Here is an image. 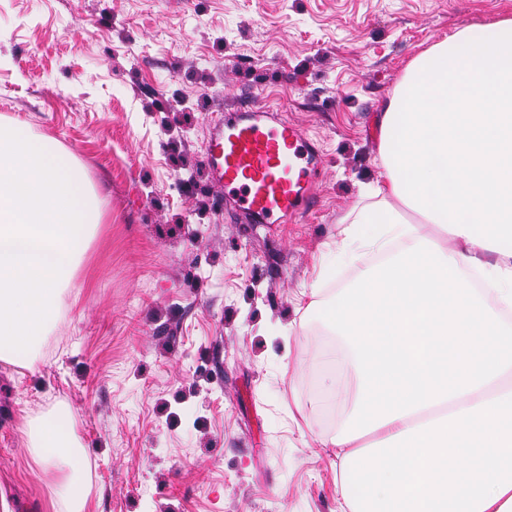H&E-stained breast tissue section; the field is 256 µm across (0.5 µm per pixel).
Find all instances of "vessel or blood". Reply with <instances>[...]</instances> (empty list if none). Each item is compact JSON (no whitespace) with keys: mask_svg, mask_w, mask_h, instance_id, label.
Masks as SVG:
<instances>
[{"mask_svg":"<svg viewBox=\"0 0 512 512\" xmlns=\"http://www.w3.org/2000/svg\"><path fill=\"white\" fill-rule=\"evenodd\" d=\"M271 112L258 103L234 106L215 121L206 150L225 207L252 224H281L311 209L323 169L297 125L281 118L266 123Z\"/></svg>","mask_w":512,"mask_h":512,"instance_id":"b4317fda","label":"vessel or blood"}]
</instances>
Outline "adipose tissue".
I'll list each match as a JSON object with an SVG mask.
<instances>
[{
    "label": "adipose tissue",
    "instance_id": "adipose-tissue-1",
    "mask_svg": "<svg viewBox=\"0 0 512 512\" xmlns=\"http://www.w3.org/2000/svg\"><path fill=\"white\" fill-rule=\"evenodd\" d=\"M378 122L385 180L339 222L387 259L304 292L356 378L330 439L345 505L512 512V20L431 46ZM26 435L43 470L74 467L67 417Z\"/></svg>",
    "mask_w": 512,
    "mask_h": 512
}]
</instances>
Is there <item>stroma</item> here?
<instances>
[{"label": "stroma", "mask_w": 512, "mask_h": 512, "mask_svg": "<svg viewBox=\"0 0 512 512\" xmlns=\"http://www.w3.org/2000/svg\"><path fill=\"white\" fill-rule=\"evenodd\" d=\"M503 19L512 0H0V121L56 140L104 199L64 338L33 368L0 360L13 512H61L22 438L65 410L95 512H343L327 439L356 380L302 376L329 330L299 293L371 262L343 255L337 219L385 179L376 114L407 65ZM253 99L323 154L316 204L288 224L221 212L203 163L211 118Z\"/></svg>", "instance_id": "35a3bbf8"}]
</instances>
